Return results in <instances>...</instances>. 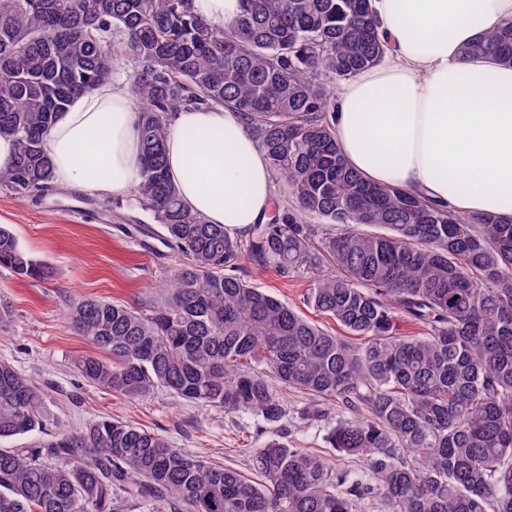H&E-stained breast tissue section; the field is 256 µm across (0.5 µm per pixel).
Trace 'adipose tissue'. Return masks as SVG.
I'll list each match as a JSON object with an SVG mask.
<instances>
[{
  "instance_id": "ef3b65f1",
  "label": "adipose tissue",
  "mask_w": 512,
  "mask_h": 512,
  "mask_svg": "<svg viewBox=\"0 0 512 512\" xmlns=\"http://www.w3.org/2000/svg\"><path fill=\"white\" fill-rule=\"evenodd\" d=\"M392 50L347 80L332 103L336 142L371 183L417 192L459 215L512 220V65L462 57L512 0H371ZM55 181L103 196L142 180L132 94L102 84L51 128ZM168 174L188 210L231 236L265 222L274 195L266 156L234 109L169 118ZM105 169L102 178L92 177Z\"/></svg>"
}]
</instances>
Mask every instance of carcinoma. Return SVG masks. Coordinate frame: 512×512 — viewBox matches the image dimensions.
Masks as SVG:
<instances>
[{
    "label": "carcinoma",
    "mask_w": 512,
    "mask_h": 512,
    "mask_svg": "<svg viewBox=\"0 0 512 512\" xmlns=\"http://www.w3.org/2000/svg\"><path fill=\"white\" fill-rule=\"evenodd\" d=\"M240 3L219 26L190 0H0V134L17 146L0 189L32 204L58 193L46 134L130 63L143 161L133 196L184 263L148 315L95 299L69 307L108 355L77 371L118 395L164 387L268 424L285 416L278 386L363 410L325 435L363 469L334 472L271 440L247 475L105 417L41 448H1L0 512H123L125 498L151 512H512V223L371 184L346 161L331 87L384 58L370 0ZM463 53L512 65V18ZM210 104L236 109L292 201L244 238L191 213L167 173L168 116ZM315 219L339 232L316 240ZM242 260L309 277L307 302L356 341L233 274ZM0 268L52 275L4 226ZM401 317L426 334L400 335ZM42 400L0 362V440L39 430Z\"/></svg>",
    "instance_id": "obj_1"
}]
</instances>
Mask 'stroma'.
<instances>
[{
	"label": "stroma",
	"mask_w": 512,
	"mask_h": 512,
	"mask_svg": "<svg viewBox=\"0 0 512 512\" xmlns=\"http://www.w3.org/2000/svg\"><path fill=\"white\" fill-rule=\"evenodd\" d=\"M119 214L153 222L129 195L115 198L107 208L102 198L89 195L80 200L69 188L34 206L0 190V225L9 227L22 247L55 270L51 279L32 281L0 269V306L10 312L9 322L0 326V361L13 365L43 393L42 431L1 440L0 446L33 448L113 417L161 434L173 446L220 467L249 471L250 450L277 439L321 456L331 467L359 469V460L339 455L325 441L328 426L349 418V411L332 402L314 405L299 390L282 391L286 415L269 425L249 413L183 401L162 388L131 399L80 377L74 361L96 349L65 319L67 306L96 298L150 312L166 300L161 284L181 262L157 239L124 234L115 220ZM239 273L323 330L341 334L336 322L307 305L310 282L305 277L284 278L274 269L261 270L246 261Z\"/></svg>",
	"instance_id": "stroma-1"
}]
</instances>
